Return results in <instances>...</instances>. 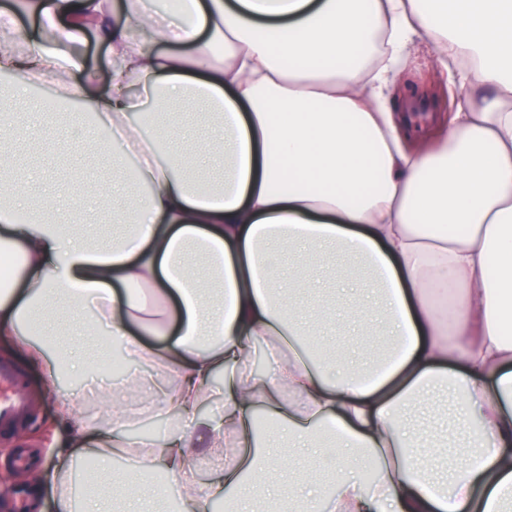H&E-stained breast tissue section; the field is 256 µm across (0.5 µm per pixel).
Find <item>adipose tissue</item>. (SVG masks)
<instances>
[{"mask_svg": "<svg viewBox=\"0 0 512 512\" xmlns=\"http://www.w3.org/2000/svg\"><path fill=\"white\" fill-rule=\"evenodd\" d=\"M14 0L0 7V75L17 101L52 81L44 108L70 109L82 149L121 141L112 167L137 192L113 210L127 227L112 246L52 223L55 197L26 202L25 183L1 179L0 335L29 359L44 336L104 331L158 367L150 399L128 413L104 394L106 423L58 401L70 481L56 512H112L77 466L97 459L112 481L115 457H134L124 512H210L224 488L265 475L281 436L332 460H372L376 486L338 471L279 499L278 512H505L512 504V0ZM32 20L19 25L20 13ZM376 31L375 62L344 70ZM106 45L89 66L87 34ZM430 44L434 78L453 87L448 116L417 122L394 111L396 67ZM203 104L219 118L212 139L161 134L171 103ZM297 253L287 287L278 249ZM363 259L366 285L387 318L390 347L365 371L317 359L301 338L326 334L299 294L327 252ZM162 339L159 347L143 344ZM268 368L251 369L257 340ZM224 400L221 419L199 406ZM455 411L457 447L442 452L414 426L418 409ZM271 429L249 437L252 411ZM163 416L159 438L132 439L134 416ZM232 465L209 492L188 454Z\"/></svg>", "mask_w": 512, "mask_h": 512, "instance_id": "adipose-tissue-1", "label": "adipose tissue"}]
</instances>
